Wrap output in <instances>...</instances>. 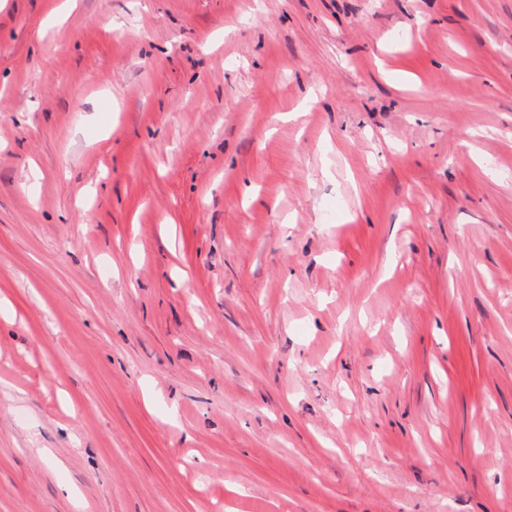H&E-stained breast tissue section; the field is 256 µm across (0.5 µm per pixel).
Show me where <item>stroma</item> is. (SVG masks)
Here are the masks:
<instances>
[{"mask_svg":"<svg viewBox=\"0 0 512 512\" xmlns=\"http://www.w3.org/2000/svg\"><path fill=\"white\" fill-rule=\"evenodd\" d=\"M0 0V512H512V0Z\"/></svg>","mask_w":512,"mask_h":512,"instance_id":"1","label":"stroma"}]
</instances>
